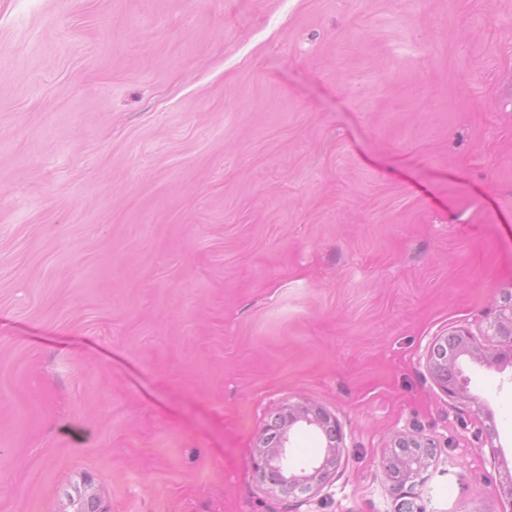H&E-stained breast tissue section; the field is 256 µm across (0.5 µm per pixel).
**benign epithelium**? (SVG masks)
Returning a JSON list of instances; mask_svg holds the SVG:
<instances>
[{"label": "benign epithelium", "mask_w": 512, "mask_h": 512, "mask_svg": "<svg viewBox=\"0 0 512 512\" xmlns=\"http://www.w3.org/2000/svg\"><path fill=\"white\" fill-rule=\"evenodd\" d=\"M494 330L499 335L512 336V298L504 299ZM458 349L473 359L484 358L482 350L473 343L471 336L458 330L450 336L440 337L427 359L429 370L440 389L449 396L459 393L456 380V355L439 353L443 348ZM296 427L311 428L326 439L321 458L309 467L295 472L290 464L288 448L292 432ZM341 436L336 419L322 407L310 404H289L283 407L259 438L254 456V475L273 489L283 494L308 492L324 485L340 461ZM431 451V443L417 436H397L385 453L386 471L393 489L402 492L406 485L419 475ZM73 512H102L100 497L89 482L84 490L70 499Z\"/></svg>", "instance_id": "obj_1"}]
</instances>
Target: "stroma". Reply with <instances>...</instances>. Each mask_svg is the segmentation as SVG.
<instances>
[{
  "mask_svg": "<svg viewBox=\"0 0 512 512\" xmlns=\"http://www.w3.org/2000/svg\"><path fill=\"white\" fill-rule=\"evenodd\" d=\"M510 293L512 0H0V512H512ZM448 347L452 348V354L443 355L439 350ZM466 352L473 359L482 360L485 356L482 350L473 343L471 336L463 330L455 331L451 336L440 337L433 346V350L427 359L429 370L440 389L448 396H455L459 393V386L456 380L457 357L453 353L456 349ZM295 427L311 428L326 439L322 457L299 473L295 472L288 457ZM340 441L335 417L322 407L288 404L274 417L255 446L254 475L259 481L287 495L319 488L340 461ZM431 448L430 442L417 436H396L392 440L385 453V461L394 490L404 493L406 485L424 468ZM73 512H102L100 497L89 482H84L83 492H79L76 499H70Z\"/></svg>",
  "mask_w": 512,
  "mask_h": 512,
  "instance_id": "35a3bbf8",
  "label": "stroma"
}]
</instances>
